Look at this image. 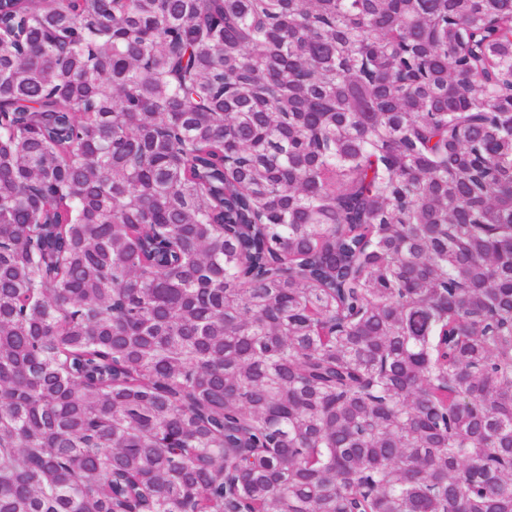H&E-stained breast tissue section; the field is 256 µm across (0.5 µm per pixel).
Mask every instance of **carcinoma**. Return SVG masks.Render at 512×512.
<instances>
[{"label": "carcinoma", "instance_id": "obj_1", "mask_svg": "<svg viewBox=\"0 0 512 512\" xmlns=\"http://www.w3.org/2000/svg\"><path fill=\"white\" fill-rule=\"evenodd\" d=\"M0 512H512V0H0Z\"/></svg>", "mask_w": 512, "mask_h": 512}]
</instances>
